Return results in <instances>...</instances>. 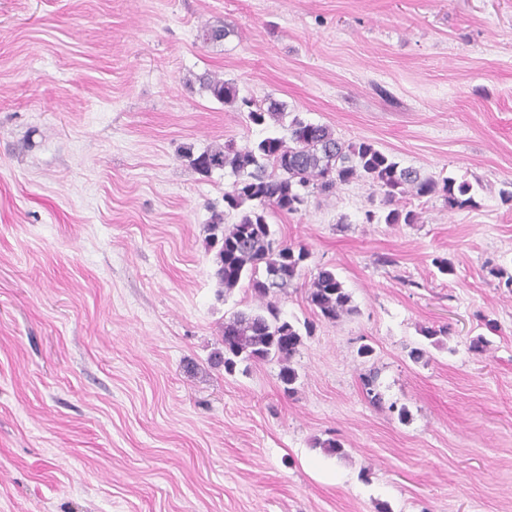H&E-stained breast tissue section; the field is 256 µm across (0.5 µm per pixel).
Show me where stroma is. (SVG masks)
<instances>
[{"label": "stroma", "mask_w": 512, "mask_h": 512, "mask_svg": "<svg viewBox=\"0 0 512 512\" xmlns=\"http://www.w3.org/2000/svg\"><path fill=\"white\" fill-rule=\"evenodd\" d=\"M208 71L473 187L463 210L406 197L415 224L366 222L361 182L270 217L311 253L278 302L315 323L290 396L277 361L213 364L260 302L214 278L207 205L230 177L180 152L265 131ZM506 192L512 0H0V512H512ZM320 267L356 315L315 320Z\"/></svg>", "instance_id": "35a3bbf8"}]
</instances>
